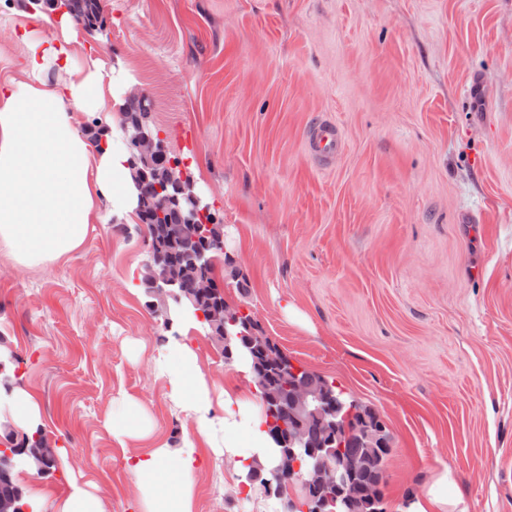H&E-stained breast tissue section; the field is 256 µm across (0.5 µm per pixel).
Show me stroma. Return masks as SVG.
<instances>
[{
	"label": "stroma",
	"instance_id": "obj_1",
	"mask_svg": "<svg viewBox=\"0 0 512 512\" xmlns=\"http://www.w3.org/2000/svg\"><path fill=\"white\" fill-rule=\"evenodd\" d=\"M105 35L78 33L46 88L98 72L112 93L79 136L119 128L145 96L172 161L224 226L214 278L295 366L370 407L390 437L383 512L448 468L469 512H512V0H103ZM60 34L0 0V85L20 33ZM336 125L343 149L308 139ZM90 225L66 260L0 252V345L38 397L65 460L42 487L89 484L133 512L108 419L126 396L204 463L196 512H239L214 455L153 362L190 343L209 384L256 398L200 325L165 329L140 286L151 240L137 213ZM309 144L313 154L320 159H328L339 150V139L332 124H318L309 137Z\"/></svg>",
	"mask_w": 512,
	"mask_h": 512
}]
</instances>
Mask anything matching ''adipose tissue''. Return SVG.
<instances>
[{"mask_svg": "<svg viewBox=\"0 0 512 512\" xmlns=\"http://www.w3.org/2000/svg\"><path fill=\"white\" fill-rule=\"evenodd\" d=\"M26 46L21 79L0 87V252L23 265L53 263L81 248L90 224L99 218L95 200L103 196L113 210L138 206V190L121 141L104 151H91L76 132L77 112L103 108L101 76L89 73L53 89L42 74L48 63L70 60L69 39L47 41L23 34ZM172 362L158 364L172 397L180 400L197 432L214 452L233 463L237 484L249 469L271 470L278 452L265 432L263 407L225 393L222 415H215L211 386L196 351L175 344ZM13 429L12 444L28 441L42 424L41 406L24 384L0 386V422ZM148 414L137 399L126 398L112 414L115 438L142 441L150 436ZM138 495L135 512H196L194 474L200 466L192 442L174 448L160 443L125 457ZM30 512H105L87 484L72 480L62 498L50 499L40 487L35 465L22 464ZM448 471L436 474L429 492L411 500L403 512H468L462 497L447 498L441 489Z\"/></svg>", "mask_w": 512, "mask_h": 512, "instance_id": "adipose-tissue-1", "label": "adipose tissue"}]
</instances>
